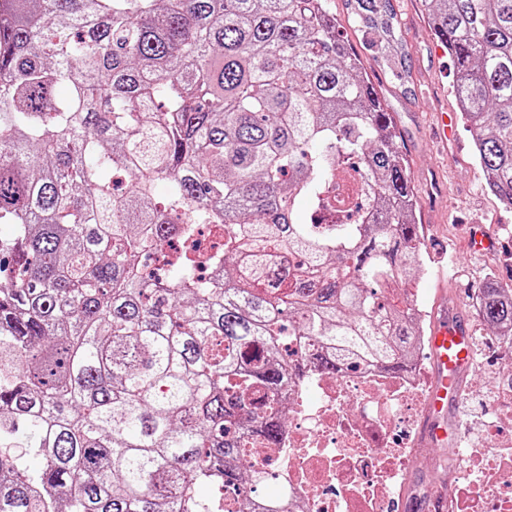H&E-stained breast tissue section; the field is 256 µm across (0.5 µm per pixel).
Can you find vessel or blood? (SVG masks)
Segmentation results:
<instances>
[{
  "label": "vessel or blood",
  "instance_id": "vessel-or-blood-1",
  "mask_svg": "<svg viewBox=\"0 0 512 512\" xmlns=\"http://www.w3.org/2000/svg\"><path fill=\"white\" fill-rule=\"evenodd\" d=\"M432 364V382L424 416V434L428 443L457 444V428L441 418L459 409L462 383L474 365L475 347L469 319L455 307L445 309L440 322L428 338Z\"/></svg>",
  "mask_w": 512,
  "mask_h": 512
}]
</instances>
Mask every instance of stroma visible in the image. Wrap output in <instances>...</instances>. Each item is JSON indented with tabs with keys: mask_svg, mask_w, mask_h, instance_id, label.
<instances>
[{
	"mask_svg": "<svg viewBox=\"0 0 512 512\" xmlns=\"http://www.w3.org/2000/svg\"><path fill=\"white\" fill-rule=\"evenodd\" d=\"M327 7L338 19L344 40L365 58L370 79L396 122L397 145L409 160L423 264L410 275L409 294H395L394 301L402 307L419 306L422 329L427 332L435 305L442 300L467 305L486 273H495L503 286L512 288V206L487 188L464 124H457L447 155L436 153L430 145V114L454 113L458 106L453 63L432 34L422 0H391L392 36L379 60L371 59L352 24L353 5L348 0H328ZM472 224L484 225L496 237L493 252H470L466 232ZM474 327L476 369L466 379L457 414L466 449L491 441L490 428L480 424L479 417L492 410L493 388L512 386V367L497 358L487 327L479 320ZM423 453V460L407 472L406 512H431V500L423 491L439 480L437 461L446 451L427 446Z\"/></svg>",
	"mask_w": 512,
	"mask_h": 512,
	"instance_id": "35a3bbf8",
	"label": "stroma"
}]
</instances>
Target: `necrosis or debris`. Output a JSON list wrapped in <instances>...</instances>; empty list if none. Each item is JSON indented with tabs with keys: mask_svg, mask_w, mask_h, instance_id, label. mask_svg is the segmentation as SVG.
Returning <instances> with one entry per match:
<instances>
[{
	"mask_svg": "<svg viewBox=\"0 0 512 512\" xmlns=\"http://www.w3.org/2000/svg\"><path fill=\"white\" fill-rule=\"evenodd\" d=\"M425 368L414 358L392 373L349 364L330 376L297 362L288 380L281 447L247 448L258 474L247 489L266 512H393L410 464L425 397ZM449 469L470 479L456 490L454 512H512V454L488 446L452 456ZM276 489L265 496L264 485Z\"/></svg>",
	"mask_w": 512,
	"mask_h": 512,
	"instance_id": "1",
	"label": "necrosis or debris"
}]
</instances>
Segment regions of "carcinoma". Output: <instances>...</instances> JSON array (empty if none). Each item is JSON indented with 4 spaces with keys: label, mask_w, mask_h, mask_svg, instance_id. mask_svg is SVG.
Here are the masks:
<instances>
[{
    "label": "carcinoma",
    "mask_w": 512,
    "mask_h": 512,
    "mask_svg": "<svg viewBox=\"0 0 512 512\" xmlns=\"http://www.w3.org/2000/svg\"><path fill=\"white\" fill-rule=\"evenodd\" d=\"M423 2L512 205V0ZM355 3L376 54L390 0ZM396 139L326 0H0V512H210L278 445L288 337L330 374L406 366L418 318L379 293L422 264ZM480 293L512 337V289Z\"/></svg>",
    "instance_id": "obj_1"
}]
</instances>
